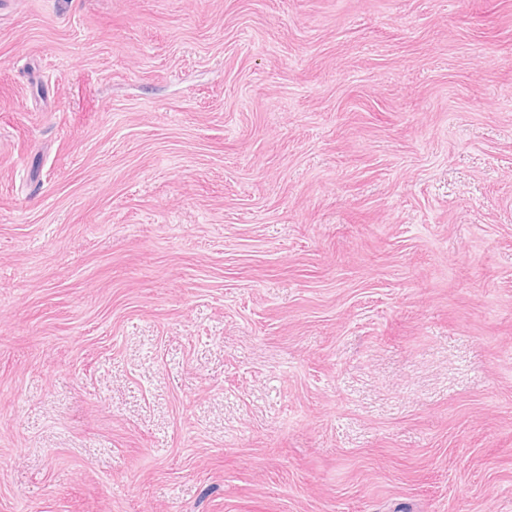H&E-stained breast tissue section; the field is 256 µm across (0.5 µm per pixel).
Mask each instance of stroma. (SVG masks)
Segmentation results:
<instances>
[{"label":"stroma","instance_id":"1","mask_svg":"<svg viewBox=\"0 0 512 512\" xmlns=\"http://www.w3.org/2000/svg\"><path fill=\"white\" fill-rule=\"evenodd\" d=\"M0 512H512V0H0Z\"/></svg>","mask_w":512,"mask_h":512}]
</instances>
